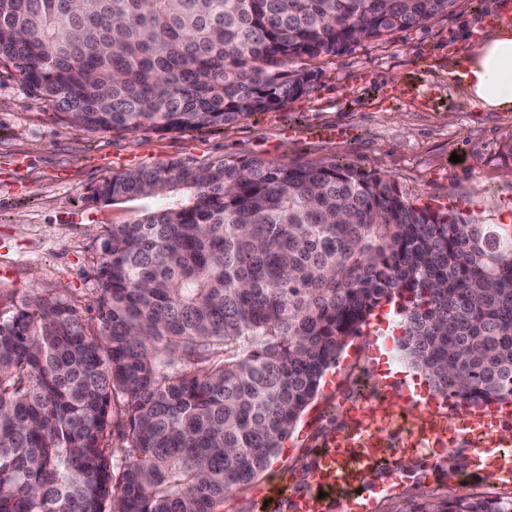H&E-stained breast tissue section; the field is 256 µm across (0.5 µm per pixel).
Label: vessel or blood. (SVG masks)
<instances>
[{
	"label": "vessel or blood",
	"instance_id": "vessel-or-blood-1",
	"mask_svg": "<svg viewBox=\"0 0 512 512\" xmlns=\"http://www.w3.org/2000/svg\"><path fill=\"white\" fill-rule=\"evenodd\" d=\"M502 433L470 429L467 415L456 425L427 406H413L400 420L396 402L382 392L348 404L342 426L321 439L311 458L304 488L280 485L274 490L287 512H362L357 490L390 491L406 463L422 449L466 444L475 465L493 467L502 483H512V453L495 452Z\"/></svg>",
	"mask_w": 512,
	"mask_h": 512
}]
</instances>
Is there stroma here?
<instances>
[{
  "mask_svg": "<svg viewBox=\"0 0 512 512\" xmlns=\"http://www.w3.org/2000/svg\"><path fill=\"white\" fill-rule=\"evenodd\" d=\"M512 0H457L452 11L384 33L333 56L303 60L314 79L280 109L258 112L228 129L162 132L87 131L58 120L21 75L0 67V304L42 298L75 306L93 324L98 293L96 237L104 227L182 203L186 194L88 202L113 173L160 162L205 164L251 158L281 164L336 161L385 176L415 206L457 208L493 224L512 225V112H480L448 73L477 34L489 32ZM430 91L428 109L404 96L407 83ZM302 130L289 137V127ZM341 128L342 137H318ZM459 162H451V155ZM398 303L377 307L360 335L347 340L335 365L283 440L265 471L226 494L223 512H258L259 488L275 478L304 479L319 439L336 429L345 402L379 375L391 394L432 388L407 356ZM469 449L458 445L444 468L411 461L371 512H412L446 498L512 497V484L470 473Z\"/></svg>",
  "mask_w": 512,
  "mask_h": 512,
  "instance_id": "35a3bbf8",
  "label": "stroma"
}]
</instances>
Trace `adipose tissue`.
<instances>
[{"label": "adipose tissue", "mask_w": 512, "mask_h": 512, "mask_svg": "<svg viewBox=\"0 0 512 512\" xmlns=\"http://www.w3.org/2000/svg\"><path fill=\"white\" fill-rule=\"evenodd\" d=\"M453 77L480 111L512 112V24L476 39L456 60Z\"/></svg>", "instance_id": "adipose-tissue-1"}]
</instances>
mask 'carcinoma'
<instances>
[{"instance_id": "cac0c4a2", "label": "carcinoma", "mask_w": 512, "mask_h": 512, "mask_svg": "<svg viewBox=\"0 0 512 512\" xmlns=\"http://www.w3.org/2000/svg\"><path fill=\"white\" fill-rule=\"evenodd\" d=\"M454 2L0 0V66L80 129H224L304 93L298 61ZM181 191L189 202L97 237L96 325L59 300L0 307V512H222L396 296L404 348L438 393L512 400L511 224L417 208L332 161L161 163L91 199ZM418 512H512V497ZM112 448H126L128 425L120 398L112 405Z\"/></svg>"}]
</instances>
